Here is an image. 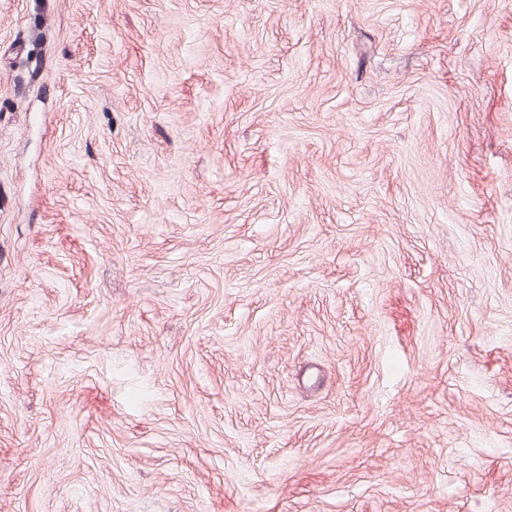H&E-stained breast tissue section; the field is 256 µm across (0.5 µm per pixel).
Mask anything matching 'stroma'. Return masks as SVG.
Instances as JSON below:
<instances>
[{
	"mask_svg": "<svg viewBox=\"0 0 512 512\" xmlns=\"http://www.w3.org/2000/svg\"><path fill=\"white\" fill-rule=\"evenodd\" d=\"M0 512H512V0H0Z\"/></svg>",
	"mask_w": 512,
	"mask_h": 512,
	"instance_id": "1",
	"label": "stroma"
}]
</instances>
